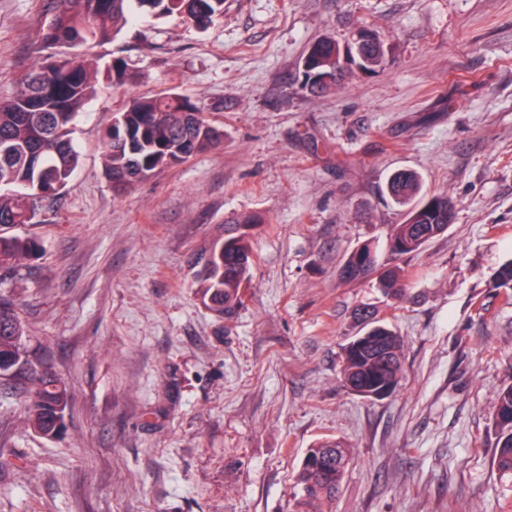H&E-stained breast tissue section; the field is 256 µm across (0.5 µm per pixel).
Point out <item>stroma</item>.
<instances>
[{
  "label": "stroma",
  "mask_w": 512,
  "mask_h": 512,
  "mask_svg": "<svg viewBox=\"0 0 512 512\" xmlns=\"http://www.w3.org/2000/svg\"><path fill=\"white\" fill-rule=\"evenodd\" d=\"M49 18L47 0H0V97ZM363 26L384 64L302 90L307 47ZM83 52L134 78L100 82L81 109L78 168L18 229L42 251L0 279L22 348L72 393L47 438L28 382L0 376V512H291L307 449L330 437L351 462L324 512H512L493 463L512 382V300L493 286L512 260V0H224L207 29L136 13ZM169 88L224 142L115 196L102 133L130 97ZM399 169L455 219L402 258L392 309L339 269L364 246L388 261L401 215L383 189ZM253 214L243 304L220 320L191 257ZM363 305L404 340L403 379L380 400L341 381Z\"/></svg>",
  "instance_id": "stroma-1"
}]
</instances>
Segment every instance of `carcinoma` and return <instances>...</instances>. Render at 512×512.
Listing matches in <instances>:
<instances>
[{"label": "carcinoma", "mask_w": 512, "mask_h": 512, "mask_svg": "<svg viewBox=\"0 0 512 512\" xmlns=\"http://www.w3.org/2000/svg\"><path fill=\"white\" fill-rule=\"evenodd\" d=\"M134 6L157 18L177 16L201 30L224 14V0H50V19L39 33L45 54L19 80L13 95L0 99V277L23 267L40 249L36 239L7 236L4 230L32 223L41 201L59 194L78 165L73 125L96 92L98 67L75 49L109 39L127 24ZM349 52L350 59L343 61L334 52L333 41L312 43L304 58L309 70L304 72L303 88L322 91L334 85L345 68L373 71L385 57L382 41L372 38L352 45ZM106 73L113 86L129 80L127 64L121 60L109 63ZM113 121L103 135L102 162L105 176L119 193L223 140V130L207 118L203 107L173 89L131 98L114 113ZM421 189L414 171L389 177L388 194L404 209L403 222L393 225L390 235V263H379L375 251L365 246L342 265L340 276L345 282L374 276L386 298L397 301L404 296L396 262L446 232L448 220L454 217L448 196L422 199ZM258 222L246 217L224 225V233L196 259L197 299L220 319L242 303L250 278V231ZM495 288L512 289V262L496 271ZM359 319L365 331L344 347L345 386L362 398L384 390L391 394L402 378L403 341L370 310H361ZM23 333L15 303L0 295V373L31 382L30 424L53 437L64 426L70 391L21 350ZM495 427L494 464L500 473L512 474V383L498 392ZM347 464L346 448L336 440L325 439L308 449L297 476L294 512H323V503L336 497Z\"/></svg>", "instance_id": "cac0c4a2"}]
</instances>
